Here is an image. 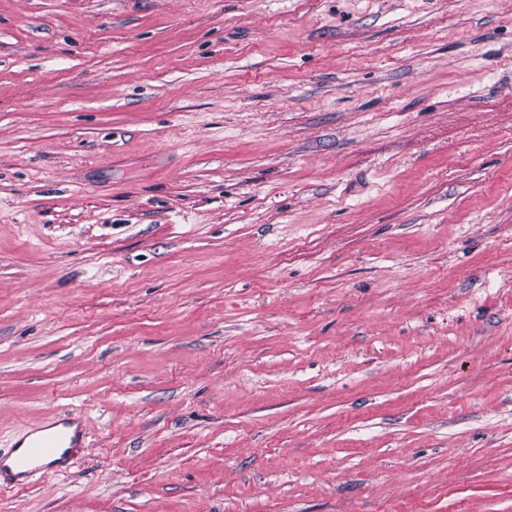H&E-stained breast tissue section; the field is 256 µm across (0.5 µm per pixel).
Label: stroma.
Returning <instances> with one entry per match:
<instances>
[{"instance_id":"obj_1","label":"stroma","mask_w":512,"mask_h":512,"mask_svg":"<svg viewBox=\"0 0 512 512\" xmlns=\"http://www.w3.org/2000/svg\"><path fill=\"white\" fill-rule=\"evenodd\" d=\"M0 512H512V0H0ZM29 440L25 442L27 439ZM86 447V430L80 414L69 413L25 435L12 453L0 459L1 488L25 485L36 469L67 473Z\"/></svg>"}]
</instances>
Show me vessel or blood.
I'll return each instance as SVG.
<instances>
[{"label": "vessel or blood", "instance_id": "b4317fda", "mask_svg": "<svg viewBox=\"0 0 512 512\" xmlns=\"http://www.w3.org/2000/svg\"><path fill=\"white\" fill-rule=\"evenodd\" d=\"M86 446L83 418L70 413L30 432L12 453L0 459V486H24L35 469L44 472H69Z\"/></svg>", "mask_w": 512, "mask_h": 512}]
</instances>
